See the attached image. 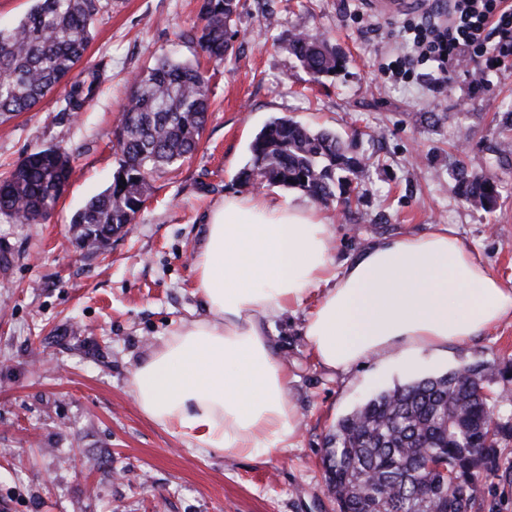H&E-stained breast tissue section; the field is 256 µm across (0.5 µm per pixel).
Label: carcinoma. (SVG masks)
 Instances as JSON below:
<instances>
[{
	"mask_svg": "<svg viewBox=\"0 0 512 512\" xmlns=\"http://www.w3.org/2000/svg\"><path fill=\"white\" fill-rule=\"evenodd\" d=\"M241 0H200L195 29L184 37L216 62L233 50ZM101 0H34L26 16L0 30V118L26 112L61 85L92 39ZM291 53L315 82L342 66L343 57L319 36L299 33ZM101 73L74 81L62 111L80 112L94 97ZM209 79L200 66L159 60L135 79L121 110L120 151L112 185L90 199L72 220L76 237L133 223L154 174L193 154L208 119ZM512 112L502 121L499 154L512 150ZM240 173L243 186L299 189L318 203L336 198V186L352 184L366 163L345 154L336 134L312 131L288 117L270 119L250 145ZM70 155L55 147L23 157L0 179V214L35 224L54 209L69 185ZM466 199L489 208L497 194L490 173L461 168ZM488 369L469 365L384 389L341 418L325 449L327 482L339 512H473L481 506L488 476L512 485V457L504 455L512 425L490 432L492 405L511 400L484 392ZM437 458L442 467L429 462Z\"/></svg>",
	"mask_w": 512,
	"mask_h": 512,
	"instance_id": "carcinoma-1",
	"label": "carcinoma"
}]
</instances>
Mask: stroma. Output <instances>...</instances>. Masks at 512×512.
Instances as JSON below:
<instances>
[{
  "label": "stroma",
  "mask_w": 512,
  "mask_h": 512,
  "mask_svg": "<svg viewBox=\"0 0 512 512\" xmlns=\"http://www.w3.org/2000/svg\"><path fill=\"white\" fill-rule=\"evenodd\" d=\"M241 36L223 63L181 32L198 22L199 0H108L80 64L103 82L82 112L61 111L64 88L0 120V178L27 154L59 146L73 172L50 216L23 224L0 214V512H337L324 450L337 422L378 390L473 364L492 370V391L512 392V318L466 344L378 357L338 375L318 367L302 315L283 321L276 345L294 376L297 447L254 459L199 453L139 411L134 367L181 324L202 316L192 256L210 212L250 195L240 170L255 133L287 116L335 132L363 157L362 179L322 207L336 263L384 236L452 227L512 289V158L499 159L500 120L512 112V74L481 92L457 77L438 85L430 69L390 75L407 47L405 27L432 0L394 15L366 0H241ZM324 36L343 56L311 83L286 45ZM200 64L210 108L200 145L177 171L153 179L129 234L90 252L71 219L112 183L116 126L130 79L154 61ZM494 175L492 210L473 207L458 168Z\"/></svg>",
  "instance_id": "stroma-1"
}]
</instances>
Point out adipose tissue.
<instances>
[{
  "mask_svg": "<svg viewBox=\"0 0 512 512\" xmlns=\"http://www.w3.org/2000/svg\"><path fill=\"white\" fill-rule=\"evenodd\" d=\"M314 206L228 196L194 254L204 314L135 367L141 413L199 452L255 458L296 447L299 410L278 325L303 310L316 364L339 374L401 347L464 344L512 318L505 287L445 224L383 238L337 264Z\"/></svg>",
  "mask_w": 512,
  "mask_h": 512,
  "instance_id": "adipose-tissue-1",
  "label": "adipose tissue"
}]
</instances>
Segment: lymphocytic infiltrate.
<instances>
[{
    "instance_id": "f902f5d3",
    "label": "lymphocytic infiltrate",
    "mask_w": 512,
    "mask_h": 512,
    "mask_svg": "<svg viewBox=\"0 0 512 512\" xmlns=\"http://www.w3.org/2000/svg\"><path fill=\"white\" fill-rule=\"evenodd\" d=\"M405 38L409 50L399 74L428 62L440 83L462 72L472 90L480 91L490 73L512 72V0H448L447 14L425 17Z\"/></svg>"
}]
</instances>
